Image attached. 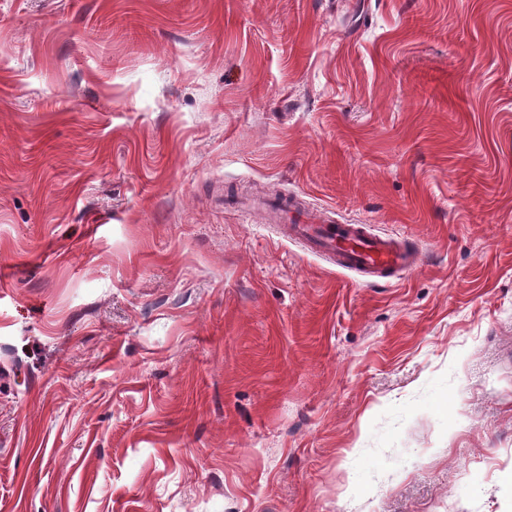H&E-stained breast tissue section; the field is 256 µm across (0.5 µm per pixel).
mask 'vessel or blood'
<instances>
[{
  "mask_svg": "<svg viewBox=\"0 0 512 512\" xmlns=\"http://www.w3.org/2000/svg\"><path fill=\"white\" fill-rule=\"evenodd\" d=\"M285 226L287 238L305 244L316 255H331L337 268L385 278L395 272L412 270L417 255L391 237L370 232L365 224H334L313 212H292Z\"/></svg>",
  "mask_w": 512,
  "mask_h": 512,
  "instance_id": "1",
  "label": "vessel or blood"
}]
</instances>
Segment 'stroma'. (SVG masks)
Instances as JSON below:
<instances>
[{"label":"stroma","mask_w":512,"mask_h":512,"mask_svg":"<svg viewBox=\"0 0 512 512\" xmlns=\"http://www.w3.org/2000/svg\"><path fill=\"white\" fill-rule=\"evenodd\" d=\"M0 512H512V0H0ZM288 213L290 225H283L287 238L303 242L313 254L334 256L337 268L361 273L366 280L412 270L417 262L414 251L394 238L372 234L367 224H334L317 213L297 212L295 207Z\"/></svg>","instance_id":"stroma-1"}]
</instances>
